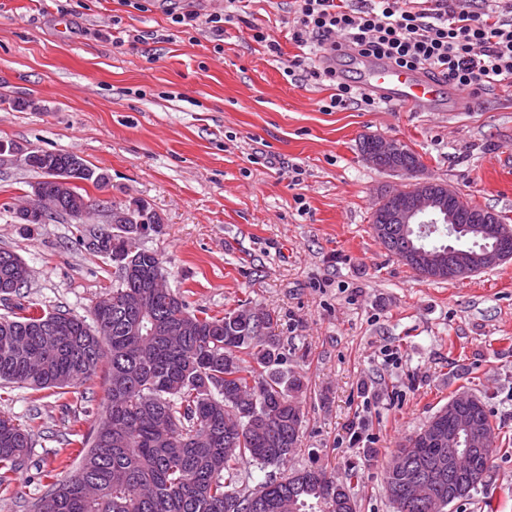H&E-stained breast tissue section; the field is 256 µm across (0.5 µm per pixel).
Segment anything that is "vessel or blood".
Segmentation results:
<instances>
[{"label":"vessel or blood","mask_w":512,"mask_h":512,"mask_svg":"<svg viewBox=\"0 0 512 512\" xmlns=\"http://www.w3.org/2000/svg\"><path fill=\"white\" fill-rule=\"evenodd\" d=\"M361 85L390 104H408L419 112L436 111L441 86L422 71H406L389 64L364 60Z\"/></svg>","instance_id":"vessel-or-blood-1"}]
</instances>
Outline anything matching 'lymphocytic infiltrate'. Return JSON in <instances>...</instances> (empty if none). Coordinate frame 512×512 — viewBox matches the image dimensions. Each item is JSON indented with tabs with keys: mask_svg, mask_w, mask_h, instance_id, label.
<instances>
[{
	"mask_svg": "<svg viewBox=\"0 0 512 512\" xmlns=\"http://www.w3.org/2000/svg\"><path fill=\"white\" fill-rule=\"evenodd\" d=\"M291 40L301 47L286 76L335 87L325 111L376 101L336 70L337 55L359 56L422 70L472 93L512 83V0H294Z\"/></svg>",
	"mask_w": 512,
	"mask_h": 512,
	"instance_id": "lymphocytic-infiltrate-1",
	"label": "lymphocytic infiltrate"
}]
</instances>
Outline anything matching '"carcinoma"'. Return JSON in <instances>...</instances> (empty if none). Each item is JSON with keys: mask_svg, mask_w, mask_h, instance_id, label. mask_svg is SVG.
Listing matches in <instances>:
<instances>
[{"mask_svg": "<svg viewBox=\"0 0 512 512\" xmlns=\"http://www.w3.org/2000/svg\"><path fill=\"white\" fill-rule=\"evenodd\" d=\"M17 161L39 174L44 197L58 204L100 202L73 184L51 180L53 167L78 159L14 146ZM420 164L408 146L381 164ZM458 224H471L484 211L452 191ZM385 249L402 259L409 240L393 226L391 209L371 215ZM23 259L0 250V288L18 292L14 270ZM163 268L154 251L141 249L112 286V310L95 307L92 323L70 316L65 336L41 328L62 314L23 312L0 317V382L39 391L76 385L106 368L104 412L80 441L79 472L50 485L33 512H328L320 481L336 478L321 466L285 473L304 422L298 396L304 382L280 370V339L271 333L274 316L242 304L224 314L193 308L182 292L153 294L149 281ZM32 448L31 430L0 415V483L10 479ZM445 448H422L410 435L395 456L404 470L384 468V489L408 482L420 468L439 462ZM264 472L251 489L241 466Z\"/></svg>", "mask_w": 512, "mask_h": 512, "instance_id": "carcinoma-1", "label": "carcinoma"}]
</instances>
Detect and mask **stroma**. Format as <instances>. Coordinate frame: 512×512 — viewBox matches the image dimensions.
Segmentation results:
<instances>
[{"label":"stroma","mask_w":512,"mask_h":512,"mask_svg":"<svg viewBox=\"0 0 512 512\" xmlns=\"http://www.w3.org/2000/svg\"><path fill=\"white\" fill-rule=\"evenodd\" d=\"M139 2L0 0V141L75 153L110 178L91 197L147 203L162 224L140 245L163 258L192 307L248 303L274 315L286 367L307 383L289 469L316 463L342 480L357 467V512H393L387 462L466 391L485 403L498 441L487 487L450 512H512V259L434 281L390 256L371 215L412 177L369 165L360 149L367 137L399 141L424 177L512 225V86L472 94L463 112H328L333 87L283 72L299 52L287 38L291 0H241L220 43L204 25L179 32L165 0ZM255 26L280 54L252 39ZM18 98L37 110L14 108ZM39 179L0 166V248L31 269L20 294L0 299V316L26 307L90 317L115 280L111 260L85 245L105 218L15 223L12 207ZM102 405L98 376L64 394L0 384V415L33 430L29 458L0 485V512H28L78 471L73 439Z\"/></svg>","instance_id":"35a3bbf8"}]
</instances>
